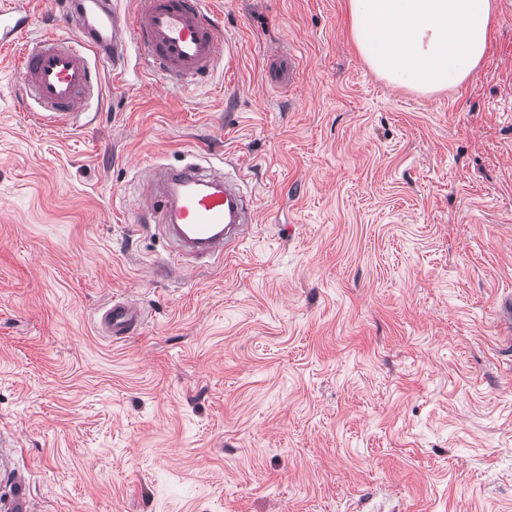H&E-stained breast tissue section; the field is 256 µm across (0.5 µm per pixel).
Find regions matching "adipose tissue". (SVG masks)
<instances>
[{"mask_svg":"<svg viewBox=\"0 0 512 512\" xmlns=\"http://www.w3.org/2000/svg\"><path fill=\"white\" fill-rule=\"evenodd\" d=\"M351 36L387 82L429 95L464 84L483 61L495 0H347Z\"/></svg>","mask_w":512,"mask_h":512,"instance_id":"1","label":"adipose tissue"}]
</instances>
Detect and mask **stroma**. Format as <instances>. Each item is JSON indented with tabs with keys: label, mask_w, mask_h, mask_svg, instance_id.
I'll use <instances>...</instances> for the list:
<instances>
[{
	"label": "stroma",
	"mask_w": 512,
	"mask_h": 512,
	"mask_svg": "<svg viewBox=\"0 0 512 512\" xmlns=\"http://www.w3.org/2000/svg\"><path fill=\"white\" fill-rule=\"evenodd\" d=\"M0 45V442L38 512H512V0L460 87L377 77L347 0H201L229 58L103 74L42 127ZM292 83L271 84L272 48ZM246 176L253 234L163 271L139 171ZM144 321L114 343L112 298Z\"/></svg>",
	"instance_id": "obj_1"
}]
</instances>
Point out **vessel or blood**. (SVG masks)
Masks as SVG:
<instances>
[{
  "label": "vessel or blood",
  "instance_id": "obj_1",
  "mask_svg": "<svg viewBox=\"0 0 512 512\" xmlns=\"http://www.w3.org/2000/svg\"><path fill=\"white\" fill-rule=\"evenodd\" d=\"M71 34H40L19 49L18 76L35 117L45 126L70 124L85 109L98 71L123 76L129 55L145 62L165 86L208 77L224 60V35L195 0H136L134 12L115 0H65ZM160 178L142 193L172 244L171 270L184 260L203 265L233 256L257 222L254 197L239 168L218 172L197 163L159 167ZM143 314L134 304L111 300L101 309L102 334L121 341ZM0 512H33L28 477L13 472Z\"/></svg>",
  "mask_w": 512,
  "mask_h": 512
}]
</instances>
